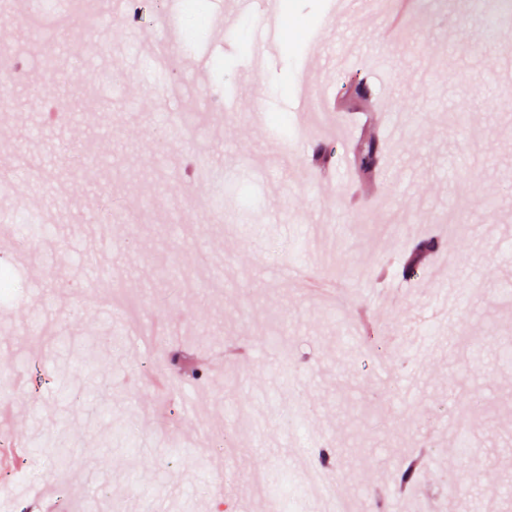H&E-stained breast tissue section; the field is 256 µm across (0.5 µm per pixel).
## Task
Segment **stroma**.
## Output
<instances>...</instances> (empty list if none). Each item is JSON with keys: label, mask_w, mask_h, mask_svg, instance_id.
<instances>
[{"label": "stroma", "mask_w": 512, "mask_h": 512, "mask_svg": "<svg viewBox=\"0 0 512 512\" xmlns=\"http://www.w3.org/2000/svg\"><path fill=\"white\" fill-rule=\"evenodd\" d=\"M289 3L298 44L249 77V20L226 38L207 26L158 67L140 29L184 28L185 14L130 27L95 0L97 33L47 41L18 22L42 12L40 0L0 8L26 71L0 107L12 139L0 153V249L18 254L21 284L0 302V407L27 445L72 446L67 471L29 459L0 512H14L18 491L48 487L79 512L95 493L119 512H265L288 488L296 512H320L300 460L324 443L339 450L327 478L353 512L436 504L450 483L453 512H512V368L490 334L512 333V303L493 295L512 282V88L497 75L512 33L483 36L496 0H413L418 30L395 44L381 5L326 29L329 0ZM316 34L351 65L306 69ZM201 42L220 70L199 79L190 60ZM46 45L61 69L51 101L35 102L43 70L32 59ZM352 80L369 93L334 118L350 130L335 137L341 156L364 126L382 134L393 114L408 121L371 176L311 164L326 113L292 114L288 133L254 120L300 92L342 98ZM56 102L67 124L47 119ZM108 197L116 207L98 221ZM19 218L50 235L19 242ZM448 233L454 279L436 278L431 257L420 280L380 277L416 239ZM203 251L223 252V281L199 263ZM163 323L176 340L146 345ZM476 336L483 355L456 356ZM176 352L223 366L195 381L173 369ZM90 377L112 401L108 416L59 398ZM468 400L464 457L452 411ZM126 425L145 457L121 451L115 430ZM420 448L435 468L394 498L392 469Z\"/></svg>", "instance_id": "1"}]
</instances>
